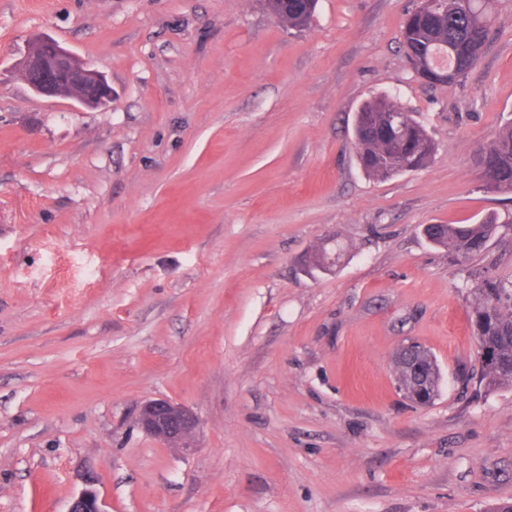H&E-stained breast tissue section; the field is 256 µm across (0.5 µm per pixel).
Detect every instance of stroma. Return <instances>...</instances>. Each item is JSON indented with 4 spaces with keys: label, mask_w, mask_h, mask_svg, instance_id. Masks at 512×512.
Instances as JSON below:
<instances>
[{
    "label": "stroma",
    "mask_w": 512,
    "mask_h": 512,
    "mask_svg": "<svg viewBox=\"0 0 512 512\" xmlns=\"http://www.w3.org/2000/svg\"><path fill=\"white\" fill-rule=\"evenodd\" d=\"M416 0H0V512H489L512 504V386L480 381L467 283L512 280V192L476 157L512 120V0L476 66L426 85L401 48ZM47 34L102 72L107 108L18 76ZM433 136L417 171L365 174L363 102ZM501 229L464 265L426 224ZM345 249L329 271L307 256ZM418 342L442 384L396 389ZM165 397L191 452L139 430ZM398 388L404 397L421 404L426 400L427 393L430 392V383L426 375L416 369L412 383L403 385L398 382ZM96 481V476L92 473L82 477L83 487L72 497L67 512H108L105 501L94 489Z\"/></svg>",
    "instance_id": "stroma-1"
}]
</instances>
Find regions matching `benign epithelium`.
Segmentation results:
<instances>
[{"label":"benign epithelium","mask_w":512,"mask_h":512,"mask_svg":"<svg viewBox=\"0 0 512 512\" xmlns=\"http://www.w3.org/2000/svg\"><path fill=\"white\" fill-rule=\"evenodd\" d=\"M416 77L427 84H452L459 80L456 68H437L427 60L411 63ZM20 74L36 94L73 100L88 107H105L112 102V88L105 77L90 68L79 56L61 46L49 35L37 37L20 62ZM404 397L423 403L430 383L420 371L412 383L398 385ZM137 425L169 447H189L199 427L198 416L189 408L165 398H153L140 405ZM96 476L82 477V489L70 502L67 512H108L105 501L94 489Z\"/></svg>","instance_id":"7a95c632"}]
</instances>
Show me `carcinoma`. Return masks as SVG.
<instances>
[{
	"label": "carcinoma",
	"instance_id": "carcinoma-1",
	"mask_svg": "<svg viewBox=\"0 0 512 512\" xmlns=\"http://www.w3.org/2000/svg\"><path fill=\"white\" fill-rule=\"evenodd\" d=\"M415 29L402 33L406 56L420 58L429 50L443 57L442 64H458L465 71L479 59L493 22L492 0H435L432 10L413 11ZM403 108L387 96L371 99L356 113L354 139L363 171L386 179L425 167L436 145L426 128L411 113L403 127L382 132L385 116ZM493 155L491 171L483 175L484 188L494 192L512 191V124L502 127L486 147ZM499 228L491 215L478 224H428L425 235L448 256L466 263L482 254ZM342 248H321L309 257V264L322 268L331 258L339 259ZM470 326L477 341L483 379L495 387L512 386V281L475 277L469 288Z\"/></svg>",
	"mask_w": 512,
	"mask_h": 512
}]
</instances>
